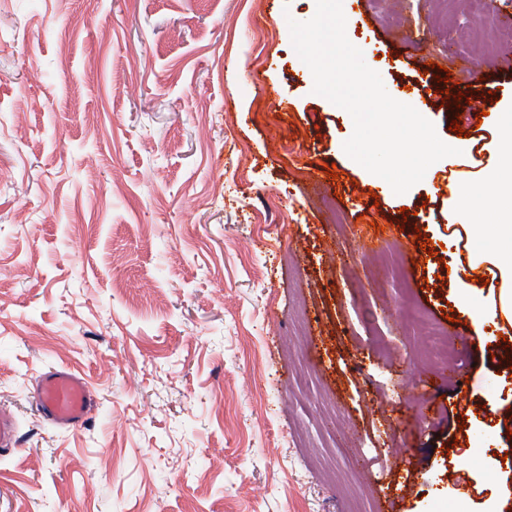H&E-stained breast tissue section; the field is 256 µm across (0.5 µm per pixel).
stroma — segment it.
Segmentation results:
<instances>
[{
	"label": "stroma",
	"instance_id": "35a3bbf8",
	"mask_svg": "<svg viewBox=\"0 0 512 512\" xmlns=\"http://www.w3.org/2000/svg\"><path fill=\"white\" fill-rule=\"evenodd\" d=\"M342 8L387 92L468 149L406 194H379L297 67L288 22L316 0H0V410L21 436L0 512H512V326L464 311L457 276L488 300L474 276L497 271L448 221L449 182L498 167L495 126L452 132L417 65L478 102L512 75L490 23L512 0ZM405 288L458 334L455 382L409 357ZM61 365L98 399L69 430L35 404Z\"/></svg>",
	"mask_w": 512,
	"mask_h": 512
}]
</instances>
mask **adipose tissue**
I'll return each instance as SVG.
<instances>
[{"label":"adipose tissue","instance_id":"1","mask_svg":"<svg viewBox=\"0 0 512 512\" xmlns=\"http://www.w3.org/2000/svg\"><path fill=\"white\" fill-rule=\"evenodd\" d=\"M484 197L480 214L470 226L472 236L493 240V250L475 253L473 263H492L500 272L498 301L492 306L469 300L465 309L474 321L491 316L512 322V178L500 181L492 179L483 186L472 187L466 183H453L449 186V198L455 204L449 214L450 221H457L468 214V201L473 194Z\"/></svg>","mask_w":512,"mask_h":512}]
</instances>
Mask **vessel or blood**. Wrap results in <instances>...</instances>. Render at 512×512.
<instances>
[{
  "label": "vessel or blood",
  "instance_id": "1",
  "mask_svg": "<svg viewBox=\"0 0 512 512\" xmlns=\"http://www.w3.org/2000/svg\"><path fill=\"white\" fill-rule=\"evenodd\" d=\"M37 411L46 422L60 429L83 424L96 408V398L86 381L66 368L44 373L36 385ZM17 422L0 412V453H11L18 446Z\"/></svg>",
  "mask_w": 512,
  "mask_h": 512
}]
</instances>
